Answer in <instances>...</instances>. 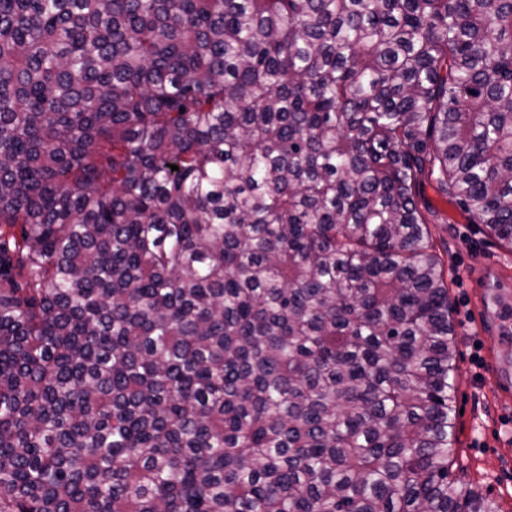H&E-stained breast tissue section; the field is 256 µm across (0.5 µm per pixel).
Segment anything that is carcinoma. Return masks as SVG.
Masks as SVG:
<instances>
[{
    "instance_id": "1",
    "label": "carcinoma",
    "mask_w": 512,
    "mask_h": 512,
    "mask_svg": "<svg viewBox=\"0 0 512 512\" xmlns=\"http://www.w3.org/2000/svg\"><path fill=\"white\" fill-rule=\"evenodd\" d=\"M428 183L512 249V0H0V512H500Z\"/></svg>"
}]
</instances>
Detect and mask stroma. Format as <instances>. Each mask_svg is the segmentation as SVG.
<instances>
[{
	"label": "stroma",
	"instance_id": "1",
	"mask_svg": "<svg viewBox=\"0 0 512 512\" xmlns=\"http://www.w3.org/2000/svg\"><path fill=\"white\" fill-rule=\"evenodd\" d=\"M430 226L445 253L457 336L455 458L468 480L512 512V250L500 247L433 188Z\"/></svg>",
	"mask_w": 512,
	"mask_h": 512
}]
</instances>
